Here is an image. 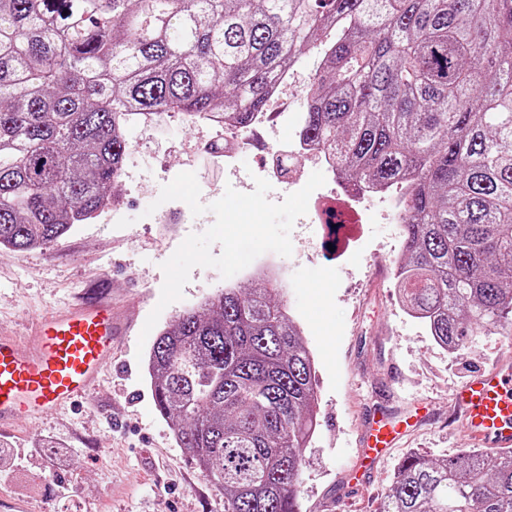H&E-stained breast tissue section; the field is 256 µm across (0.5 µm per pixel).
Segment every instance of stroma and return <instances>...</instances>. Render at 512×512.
Listing matches in <instances>:
<instances>
[{
    "mask_svg": "<svg viewBox=\"0 0 512 512\" xmlns=\"http://www.w3.org/2000/svg\"><path fill=\"white\" fill-rule=\"evenodd\" d=\"M211 136L180 123L147 132L143 145L126 156L116 187L120 211L104 207L46 248L0 247L5 331L26 339L34 315L74 301L100 280L130 324L115 340L112 365L91 398L48 413L36 425L0 432V470L13 473L11 488L0 489L1 504L20 505L24 512H224L223 492L179 448L155 406L147 363L136 358L141 330L160 299L162 263L187 235L214 221L212 213L193 216L174 200L170 206L180 211L182 223L158 224L147 207L184 171L195 172L206 205L230 184L253 191L274 127L255 132L252 145L237 154L232 176L212 157ZM360 217L341 261L332 259L327 228L300 223L291 232L292 256L279 260L292 278L283 295L287 311L304 326L316 359L319 415L299 479L301 512H380L404 456L452 457L471 448L453 412V391L512 348L495 329L478 330L453 352L439 346L406 312L395 288L403 250L388 200L374 199ZM224 283L217 269H194L182 299L163 310L158 327L196 309ZM413 401L432 406L431 422L362 485L344 484L341 475L356 461L372 410Z\"/></svg>",
    "mask_w": 512,
    "mask_h": 512,
    "instance_id": "35a3bbf8",
    "label": "stroma"
}]
</instances>
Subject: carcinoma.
I'll list each match as a JSON object with an SVG mask.
<instances>
[{"instance_id": "cac0c4a2", "label": "carcinoma", "mask_w": 512, "mask_h": 512, "mask_svg": "<svg viewBox=\"0 0 512 512\" xmlns=\"http://www.w3.org/2000/svg\"><path fill=\"white\" fill-rule=\"evenodd\" d=\"M321 38L303 132L349 183L403 185V307L450 350L511 330L512 0H0V245H49L106 206L125 112L245 124ZM275 295L224 288L147 359L224 512H301L314 357ZM381 512H512V452L410 454Z\"/></svg>"}]
</instances>
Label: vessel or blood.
<instances>
[{"label":"vessel or blood","mask_w":512,"mask_h":512,"mask_svg":"<svg viewBox=\"0 0 512 512\" xmlns=\"http://www.w3.org/2000/svg\"><path fill=\"white\" fill-rule=\"evenodd\" d=\"M112 302L104 290L44 314L27 343L0 335V432L18 420L90 396L101 372L112 363L117 336ZM454 401L462 426L481 448H512V365L501 363L472 374ZM426 417L421 408L372 417L358 465L347 479L358 482Z\"/></svg>","instance_id":"1"}]
</instances>
